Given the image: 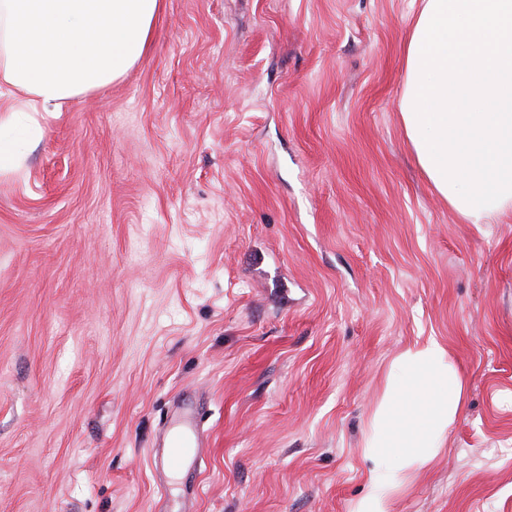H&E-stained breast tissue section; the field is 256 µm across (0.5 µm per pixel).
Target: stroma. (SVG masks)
I'll use <instances>...</instances> for the list:
<instances>
[{"instance_id":"stroma-1","label":"stroma","mask_w":512,"mask_h":512,"mask_svg":"<svg viewBox=\"0 0 512 512\" xmlns=\"http://www.w3.org/2000/svg\"><path fill=\"white\" fill-rule=\"evenodd\" d=\"M417 7L163 0L122 79L0 130V512H349L431 338L465 403L390 512H512V209L469 223L416 165ZM199 419L200 410L192 401L172 419L160 458L163 469L173 472L200 464L195 437Z\"/></svg>"}]
</instances>
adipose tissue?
<instances>
[{"instance_id":"adipose-tissue-1","label":"adipose tissue","mask_w":512,"mask_h":512,"mask_svg":"<svg viewBox=\"0 0 512 512\" xmlns=\"http://www.w3.org/2000/svg\"><path fill=\"white\" fill-rule=\"evenodd\" d=\"M162 0H0L8 112H54L105 88L145 52ZM400 117L434 193L473 224L512 208V0H422L404 47ZM465 378L437 340L392 362L365 438L367 492L350 512H389L441 450Z\"/></svg>"}]
</instances>
